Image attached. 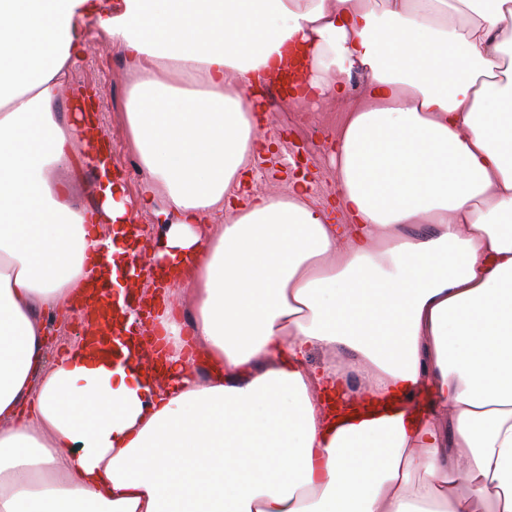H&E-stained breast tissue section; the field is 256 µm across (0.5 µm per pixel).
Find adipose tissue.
<instances>
[{"label": "adipose tissue", "mask_w": 512, "mask_h": 512, "mask_svg": "<svg viewBox=\"0 0 512 512\" xmlns=\"http://www.w3.org/2000/svg\"><path fill=\"white\" fill-rule=\"evenodd\" d=\"M91 28L190 299L155 362L130 293L118 351L48 355L130 267L62 109ZM302 62L313 98L363 79L320 203L249 190L241 93ZM0 512H512V0H0ZM77 308L74 313L57 315L52 324H50V334L53 336H65L68 338L82 337L83 313L87 310Z\"/></svg>", "instance_id": "ef3b65f1"}]
</instances>
